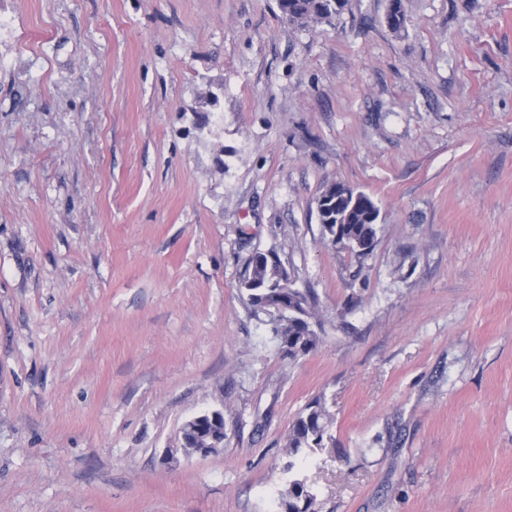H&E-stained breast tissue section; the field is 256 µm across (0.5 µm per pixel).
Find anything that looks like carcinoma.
<instances>
[{
	"mask_svg": "<svg viewBox=\"0 0 512 512\" xmlns=\"http://www.w3.org/2000/svg\"><path fill=\"white\" fill-rule=\"evenodd\" d=\"M345 3L346 0H287L283 14L288 16V21L303 26L313 20H331ZM318 201L326 202L327 210L319 212V216L325 236L336 237L333 245L359 258L368 256L375 245L380 217V209L373 199L362 191L335 183L324 189ZM240 287L247 292L252 306L262 301L258 296V290L262 289L270 293L269 304L284 298L288 304L297 305L314 324H319L313 302L307 294L290 287L288 272L275 254L269 258L262 252L253 253L246 262ZM274 333L279 337V347H288V353L295 358L316 350L322 342V336L314 329L304 332L290 325ZM328 422L324 405L318 400L310 403L293 423L286 442L288 454L296 456L303 451L323 450ZM282 502L285 512H316V495L302 478L290 481Z\"/></svg>",
	"mask_w": 512,
	"mask_h": 512,
	"instance_id": "1",
	"label": "carcinoma"
}]
</instances>
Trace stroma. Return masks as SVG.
Returning a JSON list of instances; mask_svg holds the SVG:
<instances>
[{"instance_id": "35a3bbf8", "label": "stroma", "mask_w": 512, "mask_h": 512, "mask_svg": "<svg viewBox=\"0 0 512 512\" xmlns=\"http://www.w3.org/2000/svg\"><path fill=\"white\" fill-rule=\"evenodd\" d=\"M389 5L0 0V512H279L296 475L318 512H512V0ZM256 251L314 352L249 305ZM347 0H287V11H284L282 0H278L281 12L288 21L298 25H305L310 21L327 20L334 18L345 6ZM321 201H326L327 211H319ZM321 224L325 236L331 241L339 229V235L332 244L354 253L358 258L368 256L375 245L380 209L373 199L362 191L345 184L327 186L317 200ZM350 244L345 246V240ZM268 254L272 256V259H269L263 252H255L248 258L240 284V288L247 292L248 301L254 311L268 317L264 311L254 306L262 301L257 289H263L270 293V296L266 298L268 304H276L277 301L284 298L288 301V305H297L308 319L314 322V326L318 325L321 328L319 320H316L317 314L314 311L313 302L307 294L290 287L287 270L281 265L275 253L269 252ZM256 294H258L257 297H255ZM314 326L310 332L305 333L290 324L281 330L276 328L273 330L275 336L279 337L280 349L282 350L288 344V354L297 358L316 350L322 342V336L316 332ZM329 416L324 405L316 400L310 403L296 417L288 435V454L296 456L303 451L316 452L326 448L324 436L327 433Z\"/></svg>"}]
</instances>
